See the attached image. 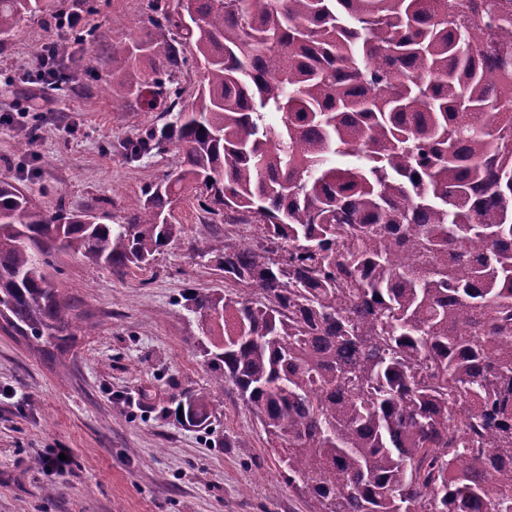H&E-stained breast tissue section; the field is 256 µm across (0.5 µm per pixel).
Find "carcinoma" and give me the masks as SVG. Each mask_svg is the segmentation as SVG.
Masks as SVG:
<instances>
[{
  "label": "carcinoma",
  "mask_w": 512,
  "mask_h": 512,
  "mask_svg": "<svg viewBox=\"0 0 512 512\" xmlns=\"http://www.w3.org/2000/svg\"><path fill=\"white\" fill-rule=\"evenodd\" d=\"M40 2L0 0V36ZM148 22L87 71L120 74L112 110L171 117L125 154L178 163L119 224L0 181V320L67 351L53 254L142 268L190 190L256 231L207 252L231 287L187 296L218 315L198 350L310 512H512V0H151ZM174 403L211 417L205 391Z\"/></svg>",
  "instance_id": "carcinoma-1"
}]
</instances>
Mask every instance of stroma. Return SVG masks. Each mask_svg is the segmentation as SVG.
<instances>
[{
	"instance_id": "stroma-1",
	"label": "stroma",
	"mask_w": 512,
	"mask_h": 512,
	"mask_svg": "<svg viewBox=\"0 0 512 512\" xmlns=\"http://www.w3.org/2000/svg\"><path fill=\"white\" fill-rule=\"evenodd\" d=\"M86 14L94 47L68 46L65 87L24 82L35 45L56 38L42 14L22 18L0 46V180L23 188L45 213L107 212L119 220L143 189L175 166V148L138 160L122 149L158 113L112 99L84 68L112 41L144 38L148 0H98ZM38 113L43 126L26 157L10 117ZM179 231L150 266L100 269L54 255L57 288L82 326L73 348L50 362L0 330V512H309L302 482L271 453L252 408L235 390H211L197 351L203 325L184 307L189 291L224 289L206 253L248 235L211 223L194 197L174 210ZM211 390V424L176 417L174 396ZM74 452L65 474L40 465L50 449Z\"/></svg>"
}]
</instances>
